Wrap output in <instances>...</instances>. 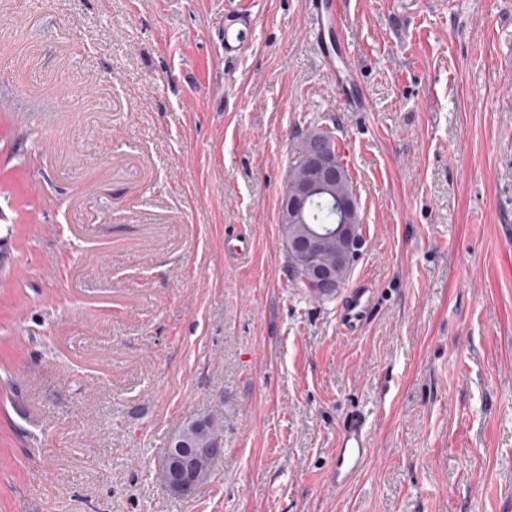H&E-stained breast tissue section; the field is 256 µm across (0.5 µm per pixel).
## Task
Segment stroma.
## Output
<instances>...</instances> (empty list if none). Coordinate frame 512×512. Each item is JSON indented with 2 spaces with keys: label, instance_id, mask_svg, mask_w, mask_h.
<instances>
[{
  "label": "stroma",
  "instance_id": "stroma-1",
  "mask_svg": "<svg viewBox=\"0 0 512 512\" xmlns=\"http://www.w3.org/2000/svg\"><path fill=\"white\" fill-rule=\"evenodd\" d=\"M251 2L228 59V0H0V512H512V0H344L360 112L305 0ZM325 130L366 237L328 300L279 230ZM212 410L175 499L163 452ZM256 23V15L246 0H237L234 8L224 14L225 58L238 57L245 51ZM304 9L309 21L304 31L305 36L316 45L325 71L332 78L341 79L340 73L336 71V58L324 39L325 29L338 25L335 0H306ZM371 307L372 299L367 289L350 291L341 307L340 319L343 327L347 330L357 328ZM205 432L223 430V420L210 413L199 418ZM197 419L187 421L165 448L159 476L168 491L177 497H188L208 482L215 462L224 455L221 437H204ZM369 432L361 415H347L339 427V438L325 479L336 487L348 485L367 461Z\"/></svg>",
  "mask_w": 512,
  "mask_h": 512
}]
</instances>
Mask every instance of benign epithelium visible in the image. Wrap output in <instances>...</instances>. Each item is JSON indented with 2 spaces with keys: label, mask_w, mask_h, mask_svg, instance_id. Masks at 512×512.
Returning a JSON list of instances; mask_svg holds the SVG:
<instances>
[{
  "label": "benign epithelium",
  "mask_w": 512,
  "mask_h": 512,
  "mask_svg": "<svg viewBox=\"0 0 512 512\" xmlns=\"http://www.w3.org/2000/svg\"><path fill=\"white\" fill-rule=\"evenodd\" d=\"M301 158L287 180L279 223L289 226L288 249L301 258L315 287L334 294L339 288L334 269L353 268L365 248L358 201L340 188L341 161L324 134L313 132L302 139ZM318 195L333 200L336 207L337 222L329 230L302 227L305 207ZM200 428L198 420L187 421L163 453L159 476L174 496L188 497L206 484L215 462L224 455L222 438L204 437Z\"/></svg>",
  "instance_id": "7a95c632"
}]
</instances>
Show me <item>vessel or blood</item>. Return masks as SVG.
Here are the masks:
<instances>
[{"instance_id":"obj_1","label":"vessel or blood","mask_w":512,"mask_h":512,"mask_svg":"<svg viewBox=\"0 0 512 512\" xmlns=\"http://www.w3.org/2000/svg\"><path fill=\"white\" fill-rule=\"evenodd\" d=\"M304 9L309 24L306 37L316 45L321 63L328 74H335L337 59H350L351 50H344L342 56H333L325 42L327 27L337 22L335 0H305ZM256 28V16L247 0H236L231 11L224 15V54L228 57L240 56L247 48ZM372 299L367 289L359 288L346 295L341 307L340 319L343 327L355 329L370 311ZM369 432L361 415L346 416L339 427V438L332 462L325 479L339 487L348 485L367 461Z\"/></svg>"}]
</instances>
